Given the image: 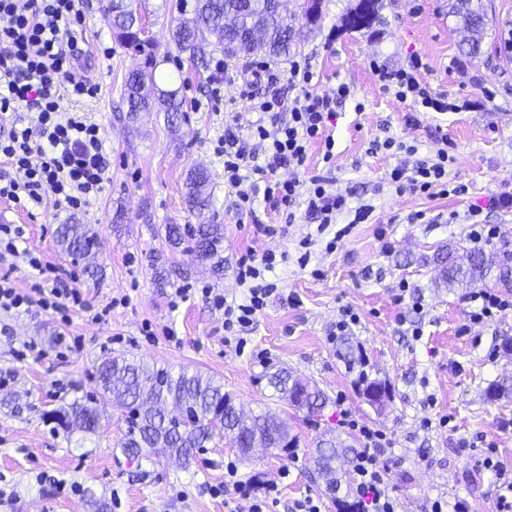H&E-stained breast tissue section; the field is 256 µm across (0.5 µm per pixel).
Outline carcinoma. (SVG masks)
Returning a JSON list of instances; mask_svg holds the SVG:
<instances>
[{
    "label": "carcinoma",
    "mask_w": 512,
    "mask_h": 512,
    "mask_svg": "<svg viewBox=\"0 0 512 512\" xmlns=\"http://www.w3.org/2000/svg\"><path fill=\"white\" fill-rule=\"evenodd\" d=\"M322 0H309L304 7L306 25H318L322 17ZM178 12L170 40L176 53L191 63L204 62L208 43L204 34L216 38L224 56L245 58L261 49L273 60L288 58L297 50L296 32L280 11V0H187L173 4ZM381 0H357L343 18L349 31L369 29L379 18ZM108 16L116 40L123 46L136 42L143 66L128 73L123 80L122 99L127 105V119L133 123L142 112L156 110L167 115L171 129L179 126L183 116V85L163 87L156 77L157 59L152 44L139 37L142 21L140 6L134 0H110ZM448 16L456 31L463 34L462 54L478 58L489 22L485 0H448ZM190 208L202 213L211 206L209 175L203 169L190 172L185 181ZM165 237L171 247L183 248L191 264L206 267L211 275H224V225L196 224L182 228L165 225ZM56 242L75 261L93 266L97 233L86 224H61ZM440 266V288H476L488 280L507 282L512 271L504 267L497 253L480 247L465 249L461 256L450 250L436 255ZM338 354L349 366L359 362L352 337H336ZM98 397L76 398L60 405L54 417L67 432L80 431L96 435L102 428L104 410L109 404L125 415L126 431L118 443L122 454L139 457L148 453L176 455L188 465L198 449L205 447L219 430L244 456L260 446L279 448L284 456L292 455L297 438L271 413L244 416L238 412L224 384L198 371L183 370L174 375L169 370L127 358H108L97 366ZM362 394L368 403L381 409L390 398L389 387L379 379H369L366 371L358 375ZM267 384L279 398L296 410L313 415L321 411L327 397L316 387L302 388L285 368L267 375ZM356 448L347 440L321 436L314 441V461L325 487L352 496L351 464Z\"/></svg>",
    "instance_id": "carcinoma-1"
}]
</instances>
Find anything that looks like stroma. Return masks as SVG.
<instances>
[{
  "mask_svg": "<svg viewBox=\"0 0 512 512\" xmlns=\"http://www.w3.org/2000/svg\"><path fill=\"white\" fill-rule=\"evenodd\" d=\"M108 3L80 4L92 46L80 68L101 92L66 103L101 127L110 162L104 191L75 217L51 198L32 215L0 198V219L26 227L25 252L0 259V276L28 287L31 252L52 265L63 285L83 289L94 304L109 303L113 310L99 324L78 311L66 323L48 312L0 314V372L11 379L9 386H0V397L24 394L21 413L0 407V512H89L90 489L105 494L109 512H227L231 506L250 512L249 502L238 499L224 481L230 459L238 465L239 479L259 487L278 485L279 495L266 512H294L295 503L308 496L320 512H341L338 499L317 477L313 441L327 430L354 440L340 422L343 407L391 433L390 479L398 512H428L435 498L447 501L448 512H495L502 489L477 471L475 461L492 446L512 464V395L492 400L486 394L491 382L512 373V357L499 349L502 336H512V312L461 334L469 293L437 287L432 258L442 248L469 246L467 211L476 204L487 223L501 225L503 235L492 249L512 265V212L489 207L491 197L512 190V0H490V21L476 60L460 52L445 0H382L379 22L362 32L341 26L356 0H323L322 22L312 30L295 20L296 56L311 66L313 91L330 94L344 83L351 94L329 126L336 141L332 165H325L314 147L305 169L281 170L277 176L305 182L328 173L336 190L353 192L354 202L374 207L365 224L339 216V224L350 225L349 234L331 249L322 241L315 244L304 269L296 263L300 242L316 230L304 205H296V220L287 227L261 196L253 214L241 215L217 150L227 123H237L245 138L261 120L239 90L265 54L229 61L215 50L202 66L170 57L175 14L163 0H145L142 15L157 49V75L183 79L186 107L175 130L160 112L141 113L129 124L119 117L122 81L142 59L115 40L105 16ZM413 55L425 65L421 79L429 91L447 96L458 111L408 107L382 88L370 68L374 60L403 67ZM219 61L224 70L218 75ZM388 137L416 146L420 160L447 145L454 157L448 180L464 186V194L394 193L386 177L398 159L373 150L375 141ZM199 168L208 171L212 192V208L201 216L185 195L188 173ZM119 208L125 220L116 231L112 217ZM74 219L98 234L101 277L88 276L56 245L57 226ZM204 221L224 227V276L190 270L182 283L192 286V295L172 305L174 287H158L154 272L186 263L187 257L168 245L164 227ZM263 224L278 226V233L263 234ZM271 250L288 255L268 275L279 291L253 324L240 329L245 342L240 349L225 342L224 312L212 297H241L238 257ZM403 281L409 285L404 292ZM417 300L418 310L412 307ZM346 308L360 318L351 336L365 371L390 389L383 409L367 405L357 372L336 354V322ZM62 332L68 336L64 347L55 343ZM28 342L37 344L36 353L23 354ZM104 356L211 376L244 410L278 415L298 436L299 446L288 459L275 452L247 458L217 435L186 467L167 458L129 460L117 448L125 424L114 409L98 435H65L51 412L62 402L96 394L95 364ZM271 366L288 368L322 389L329 402L320 415L307 416L280 400L264 378ZM340 394L341 406L335 401Z\"/></svg>",
  "mask_w": 512,
  "mask_h": 512,
  "instance_id": "obj_1",
  "label": "stroma"
}]
</instances>
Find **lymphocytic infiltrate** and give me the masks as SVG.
<instances>
[{"label": "lymphocytic infiltrate", "instance_id": "obj_1", "mask_svg": "<svg viewBox=\"0 0 512 512\" xmlns=\"http://www.w3.org/2000/svg\"><path fill=\"white\" fill-rule=\"evenodd\" d=\"M88 43L82 27L79 0H0V112L25 110L31 117L26 126L9 124L0 135V198L26 208L42 207L46 197L69 212H81L104 190L107 162L100 126L84 113L69 112L64 98L96 97L99 87L79 71V60ZM421 64L390 70L374 65L373 70L386 89L401 103L428 112L445 113L452 105L447 98L432 96L418 78ZM313 74L307 65L291 61L287 72L271 69L266 63L254 66L245 84L243 99L252 110L267 114L268 123L255 124L248 139L233 129H225L220 145L224 153V177L236 189L238 211L247 212L254 202L253 185L245 184L242 171L255 159H263L260 171L268 177L265 199L273 208L286 209V223H293L292 206L303 201L305 211L317 222L318 233L335 225L338 215L349 213L354 223L368 221L373 205H352L351 195L333 190L326 177L278 180L279 170H296L307 161L312 144H321L324 162L334 157L335 141L326 132L336 114V105L350 94L347 85H338L330 95L311 91ZM288 112L281 121L280 112ZM447 149L435 158L394 166L389 181L397 192L447 187ZM278 263L276 252L261 258H241L236 281L244 288L243 299L216 296L224 310L225 328L253 323L274 294L265 275ZM32 284L29 291L16 288L8 276L0 277V312L29 313L33 309L66 314L80 311L88 321L100 322L104 311L95 310L77 288H56L47 284L42 260L29 256ZM343 423L360 438L352 465V488L363 512H397L386 455L393 440L386 432L359 424L351 417Z\"/></svg>", "mask_w": 512, "mask_h": 512}]
</instances>
